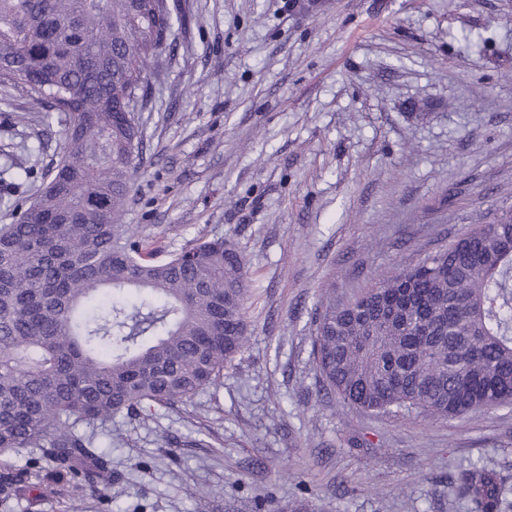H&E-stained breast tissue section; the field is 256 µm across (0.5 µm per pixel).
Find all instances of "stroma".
I'll use <instances>...</instances> for the list:
<instances>
[{"mask_svg": "<svg viewBox=\"0 0 512 512\" xmlns=\"http://www.w3.org/2000/svg\"><path fill=\"white\" fill-rule=\"evenodd\" d=\"M143 164L123 221L173 251L200 234L248 262L250 340L218 386L137 420L79 424L112 457L104 497L13 512H469L459 474H512V410L391 416L324 395L311 359L324 289L345 297L512 206V0H173ZM31 149L0 225L58 158Z\"/></svg>", "mask_w": 512, "mask_h": 512, "instance_id": "stroma-1", "label": "stroma"}]
</instances>
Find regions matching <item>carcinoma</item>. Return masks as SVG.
Here are the masks:
<instances>
[{"instance_id":"cac0c4a2","label":"carcinoma","mask_w":512,"mask_h":512,"mask_svg":"<svg viewBox=\"0 0 512 512\" xmlns=\"http://www.w3.org/2000/svg\"><path fill=\"white\" fill-rule=\"evenodd\" d=\"M182 25L170 0H0V103L27 97L58 160L0 226V501L97 495L112 458L79 422L147 415L216 386L248 341L246 258L201 235L161 258L121 223L140 168L152 69ZM29 154L7 170L28 176ZM325 394L377 414L451 419L512 407V207L315 312ZM458 495L502 512L512 476L471 467Z\"/></svg>"}]
</instances>
